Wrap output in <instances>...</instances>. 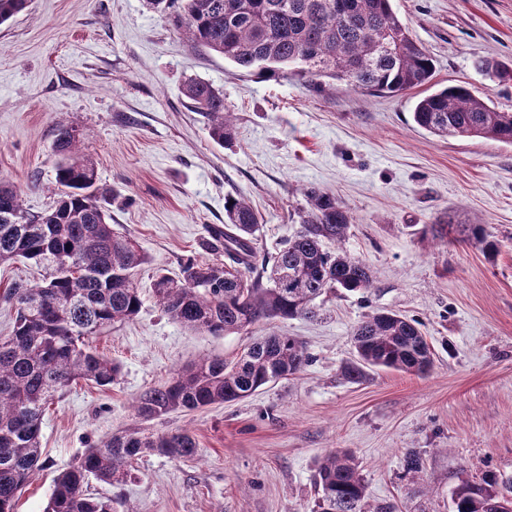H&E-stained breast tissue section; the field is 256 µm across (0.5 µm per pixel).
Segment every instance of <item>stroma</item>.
I'll return each mask as SVG.
<instances>
[{
	"mask_svg": "<svg viewBox=\"0 0 512 512\" xmlns=\"http://www.w3.org/2000/svg\"><path fill=\"white\" fill-rule=\"evenodd\" d=\"M393 8L433 59L432 89L463 82L512 109V83L483 67L512 66V0ZM192 79L224 94L235 127L224 145L183 94ZM421 95L364 94L333 80L318 91L294 76L241 73L147 0H28L0 25V178L20 188L29 213L50 209L55 126L75 127L112 191L113 229L149 259L136 276L137 316L90 340L120 365L117 382H78L46 410L39 467L17 512H44L60 472L102 438L133 431L188 430L198 453H147L125 482L90 480L89 493L110 497L114 512H314L317 464L336 448L355 455L367 502L400 512H453L461 482L489 472L512 479V147L419 129L412 111ZM310 188L351 212L344 247L369 266L371 288L328 290L319 317L277 323L308 348L301 372L240 401L138 417L143 391L200 358L233 359L268 330L188 331L157 305L154 275L223 260L211 231L223 228L230 196L251 204L260 245L275 252L296 231ZM447 215L483 225L498 254L420 237ZM387 310L419 322L432 368L347 380L354 326ZM412 451L422 458L416 473L405 467Z\"/></svg>",
	"mask_w": 512,
	"mask_h": 512,
	"instance_id": "stroma-1",
	"label": "stroma"
}]
</instances>
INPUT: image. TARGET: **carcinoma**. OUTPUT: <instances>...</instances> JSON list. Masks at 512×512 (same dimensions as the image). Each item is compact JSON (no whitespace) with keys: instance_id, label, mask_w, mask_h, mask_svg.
<instances>
[{"instance_id":"cac0c4a2","label":"carcinoma","mask_w":512,"mask_h":512,"mask_svg":"<svg viewBox=\"0 0 512 512\" xmlns=\"http://www.w3.org/2000/svg\"><path fill=\"white\" fill-rule=\"evenodd\" d=\"M162 12L179 9V28L198 48L213 52L238 70L265 78L293 74L317 91L328 78L363 92L401 94L428 85L434 64L425 48L392 8V0H149ZM27 0H0V25ZM184 96L205 119L210 137L222 144L235 133L224 94L190 80ZM414 123L445 137L491 139L512 146V111L475 95L465 85H448L419 98ZM72 126L58 124L53 151L56 183L53 208L33 215L19 188L0 180V265L16 260L44 271L42 283L16 282L0 300L15 308L14 330L0 336V512H16L17 494L40 458V430L46 409L59 392L84 380L114 383L120 365L86 345L103 328L133 319L142 299L133 271L147 262L136 242L108 222L94 161L83 155ZM298 213L300 229L277 253L258 247L260 221L242 198L224 202V230L214 234L222 262L188 261L181 276H156L153 293L172 320L212 336L248 331L261 321L315 314L314 301L332 288L348 292L371 286L369 268L347 251L326 249L345 240L352 216L336 197L311 188ZM471 241L489 255L499 244L480 224L453 218L426 224L422 235ZM356 361L344 367L358 381L366 368L424 374L433 354L417 321L378 312L353 330ZM310 360L305 344L272 333L234 360L204 357L161 386L145 391L135 406L143 419L240 401L260 388L298 373ZM198 452L187 431L115 434L87 449L54 485L45 512H112V499L87 491L89 478L108 485L129 476L136 457L152 453L186 459ZM318 512H395L381 503L364 508L365 485L353 455L326 454L316 469ZM454 512H503L512 506V480L487 475L463 481L452 493Z\"/></svg>"}]
</instances>
